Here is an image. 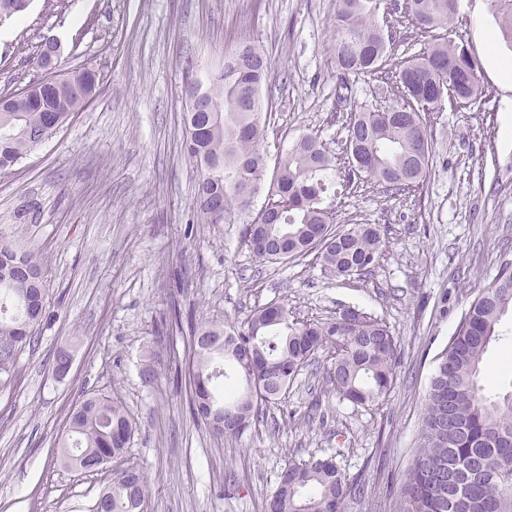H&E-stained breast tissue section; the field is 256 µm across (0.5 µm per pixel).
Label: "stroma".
<instances>
[{
    "label": "stroma",
    "mask_w": 512,
    "mask_h": 512,
    "mask_svg": "<svg viewBox=\"0 0 512 512\" xmlns=\"http://www.w3.org/2000/svg\"><path fill=\"white\" fill-rule=\"evenodd\" d=\"M335 25L336 0H32L25 16L0 23V94L41 78L33 53L47 37L61 43L64 69L98 75L89 103L0 173V238L38 247L47 293L38 343L0 374V512H89L112 483V469L80 474L54 457L70 408L91 393L121 400L136 424L122 464L150 478L149 512H264L286 462L329 456L364 486L346 512H399L437 359L473 299L512 264L503 128L512 82L496 69L512 61V45L497 36L490 0H458L450 37L469 46L489 95L432 116L434 165L420 194L368 181L325 198L337 224H377L386 237L372 272L344 279L310 257L256 262L243 230L263 195L248 214L201 223L197 170L182 149L187 69H222L225 50L248 38L269 61L268 163L305 134L344 156L343 113L378 104L382 85L359 78L338 100ZM272 302L305 318L350 306L383 319L400 351L387 400L339 401L312 367L271 409L276 427L214 437L189 409L186 335L166 342L158 330L175 310L237 324ZM502 328L483 362L494 392L512 387L502 369L512 313ZM66 345L74 362L58 379L46 365Z\"/></svg>",
    "instance_id": "35a3bbf8"
}]
</instances>
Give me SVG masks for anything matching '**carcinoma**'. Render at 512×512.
Masks as SVG:
<instances>
[{
  "label": "carcinoma",
  "instance_id": "obj_1",
  "mask_svg": "<svg viewBox=\"0 0 512 512\" xmlns=\"http://www.w3.org/2000/svg\"><path fill=\"white\" fill-rule=\"evenodd\" d=\"M31 0H0V23L23 15ZM455 0H337L333 59L339 88L360 75L380 78L393 98L380 108L354 106L345 120L347 165L343 181L369 178L388 190L415 193L423 188L433 161L429 115L448 96L473 104L482 96L478 67L464 42L441 38ZM499 31L512 44V0H492ZM403 15L431 41L411 56L387 66L391 17ZM268 59L259 45L242 40L224 53V74L200 86L216 112H187L184 126L199 122L208 133L200 144L182 148L199 171L196 203L205 224L245 209L267 175L260 97ZM71 84L55 88L44 81L39 103L19 112L14 94L0 96V172L37 147L35 137L51 138L80 111L97 86L88 69L69 72ZM335 164L324 145L304 135L275 162L267 197L244 227L245 244L267 263L298 260L316 252L334 276L365 275L383 254L378 226L335 225L322 207ZM512 311V265L502 267L477 295L448 348L438 358L424 397L417 449L401 487V512H502L512 498V390L489 394L481 384L482 362L499 340L503 316ZM45 315L42 258L35 248L0 241V371L7 372L22 346L38 340ZM190 383L204 384L215 406L224 407L220 435L237 437L264 422L301 371L328 353V382L336 397L357 406H378L395 381L397 345L385 322L361 310H344L325 321L299 320L282 306L272 318L269 306L256 308L238 327L220 322L188 327ZM210 338L214 348L200 343ZM238 368L237 385L220 363ZM134 423L121 403L102 394L87 396L70 411L55 439L59 461L74 469L80 459L121 456ZM354 488L336 461L311 457L290 460L281 470L265 512H345ZM150 485L145 472L131 468L116 477L92 512H148Z\"/></svg>",
  "mask_w": 512,
  "mask_h": 512
}]
</instances>
